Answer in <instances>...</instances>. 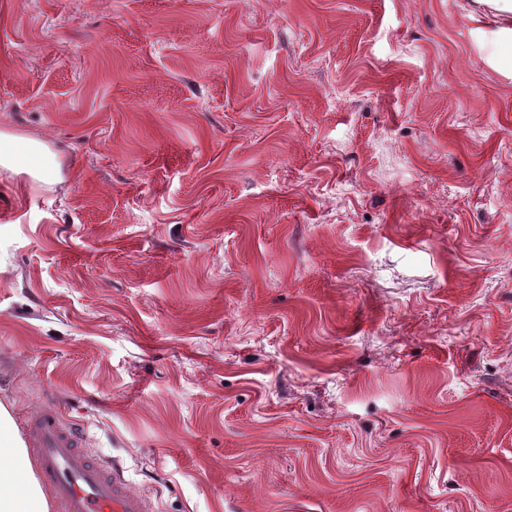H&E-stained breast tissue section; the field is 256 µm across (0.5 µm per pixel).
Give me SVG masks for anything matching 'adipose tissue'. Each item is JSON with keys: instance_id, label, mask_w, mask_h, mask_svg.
I'll use <instances>...</instances> for the list:
<instances>
[{"instance_id": "ef3b65f1", "label": "adipose tissue", "mask_w": 512, "mask_h": 512, "mask_svg": "<svg viewBox=\"0 0 512 512\" xmlns=\"http://www.w3.org/2000/svg\"><path fill=\"white\" fill-rule=\"evenodd\" d=\"M0 168L24 170L46 181L55 176L59 165L43 142H21L0 132ZM24 460V443L8 410L0 405V512H48L47 499L32 470L16 472Z\"/></svg>"}]
</instances>
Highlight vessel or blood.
<instances>
[{
    "label": "vessel or blood",
    "instance_id": "obj_1",
    "mask_svg": "<svg viewBox=\"0 0 512 512\" xmlns=\"http://www.w3.org/2000/svg\"><path fill=\"white\" fill-rule=\"evenodd\" d=\"M28 441L61 512H154L123 473L89 457L78 433L56 411L45 409L34 416Z\"/></svg>",
    "mask_w": 512,
    "mask_h": 512
}]
</instances>
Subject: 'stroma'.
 Listing matches in <instances>:
<instances>
[{
  "mask_svg": "<svg viewBox=\"0 0 512 512\" xmlns=\"http://www.w3.org/2000/svg\"><path fill=\"white\" fill-rule=\"evenodd\" d=\"M0 404L155 512H512V43L476 0H0ZM0 167L29 171L33 178L47 181L58 172L59 164L43 142L27 140L22 147L14 136L0 132Z\"/></svg>",
  "mask_w": 512,
  "mask_h": 512,
  "instance_id": "35a3bbf8",
  "label": "stroma"
}]
</instances>
